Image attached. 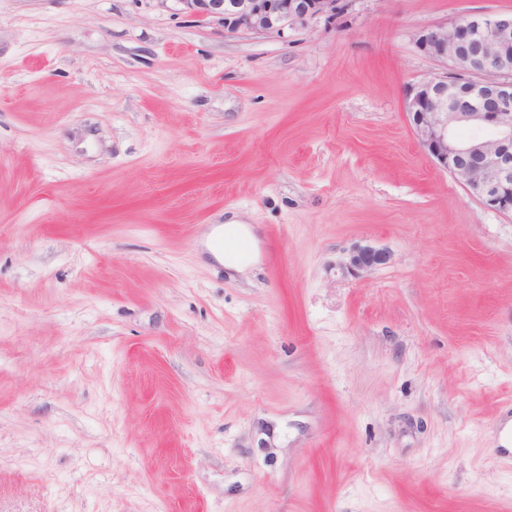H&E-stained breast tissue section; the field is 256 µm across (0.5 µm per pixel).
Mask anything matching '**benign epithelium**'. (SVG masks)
<instances>
[{
  "label": "benign epithelium",
  "mask_w": 512,
  "mask_h": 512,
  "mask_svg": "<svg viewBox=\"0 0 512 512\" xmlns=\"http://www.w3.org/2000/svg\"><path fill=\"white\" fill-rule=\"evenodd\" d=\"M191 16L230 34H283L297 22L332 19L340 0H177ZM418 50L442 59L443 76L413 86L405 101L416 140L440 169L487 209L512 214V13L474 12L421 30ZM357 244L344 259L351 272L389 261Z\"/></svg>",
  "instance_id": "obj_1"
}]
</instances>
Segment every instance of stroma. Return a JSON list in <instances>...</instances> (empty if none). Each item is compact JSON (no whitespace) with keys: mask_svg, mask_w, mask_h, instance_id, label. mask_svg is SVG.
<instances>
[{"mask_svg":"<svg viewBox=\"0 0 512 512\" xmlns=\"http://www.w3.org/2000/svg\"><path fill=\"white\" fill-rule=\"evenodd\" d=\"M341 3L0 0V512H512V216L405 110L512 0ZM191 16L209 18L230 34H284L294 23L332 19L340 0H176ZM389 259L390 255L383 249L368 244H357L347 252L343 263L349 271L359 272L385 264Z\"/></svg>","mask_w":512,"mask_h":512,"instance_id":"obj_1","label":"stroma"}]
</instances>
